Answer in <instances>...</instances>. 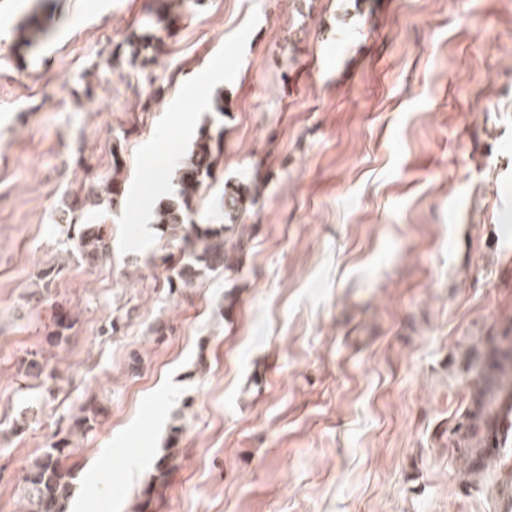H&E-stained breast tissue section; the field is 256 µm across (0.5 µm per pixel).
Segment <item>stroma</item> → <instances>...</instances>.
Masks as SVG:
<instances>
[{"label":"stroma","instance_id":"35a3bbf8","mask_svg":"<svg viewBox=\"0 0 512 512\" xmlns=\"http://www.w3.org/2000/svg\"><path fill=\"white\" fill-rule=\"evenodd\" d=\"M162 4L0 0V512L90 401L76 512H492L452 434L470 350L512 337V0H198L153 62L120 52ZM35 12L50 32L17 56ZM218 61L220 115L189 87ZM204 126L224 154L198 221L230 223L225 185L262 190L237 263L173 290L152 176ZM117 142L90 266L53 218ZM34 352L54 378L23 377Z\"/></svg>","mask_w":512,"mask_h":512}]
</instances>
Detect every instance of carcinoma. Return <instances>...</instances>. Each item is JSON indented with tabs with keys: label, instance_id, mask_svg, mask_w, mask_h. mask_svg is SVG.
Listing matches in <instances>:
<instances>
[{
	"label": "carcinoma",
	"instance_id": "cac0c4a2",
	"mask_svg": "<svg viewBox=\"0 0 512 512\" xmlns=\"http://www.w3.org/2000/svg\"><path fill=\"white\" fill-rule=\"evenodd\" d=\"M170 19L169 11L156 13L149 24V32L141 37L132 57L149 49L158 52L161 39L153 31L161 30V27L168 25ZM46 34L44 22L35 13L19 28L15 44L19 49L31 47L39 41V37ZM222 154L223 132L214 135L206 128L200 129L192 149L172 173V182L177 186L175 193L159 201L152 212L153 224L176 243L180 250L177 263L171 266L173 275L168 277L170 288H187L209 272L230 267L232 251L241 247L239 242L229 244L224 236V225L203 224L193 219L202 187L215 179L216 165ZM246 194L247 191L240 186L227 184L220 198L222 208L238 221L246 213ZM84 205V201L74 200L56 214L54 221L67 225L69 232L75 231L78 251L82 259L91 264L106 257L108 245L103 225L77 223V212ZM70 327L71 319L56 318L53 330L48 333V343L58 345ZM90 421L87 415L74 420L68 432L25 469L22 499L26 512H67L74 476L71 469L65 466L64 460L69 456L72 435L89 428Z\"/></svg>",
	"mask_w": 512,
	"mask_h": 512
}]
</instances>
